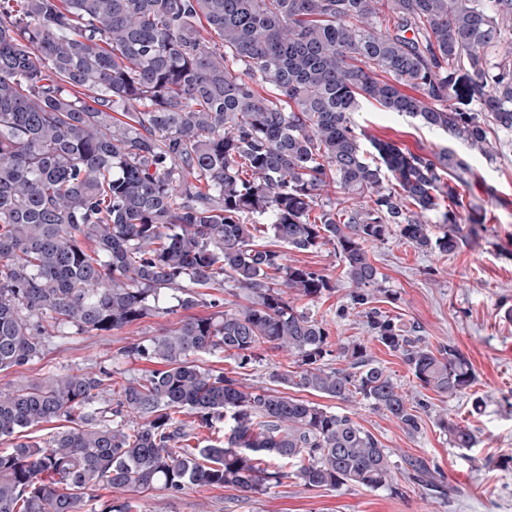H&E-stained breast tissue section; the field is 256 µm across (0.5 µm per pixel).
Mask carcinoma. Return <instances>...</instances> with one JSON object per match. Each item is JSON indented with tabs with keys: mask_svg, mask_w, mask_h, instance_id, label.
<instances>
[{
	"mask_svg": "<svg viewBox=\"0 0 512 512\" xmlns=\"http://www.w3.org/2000/svg\"><path fill=\"white\" fill-rule=\"evenodd\" d=\"M510 21L512 0H0V372L42 356L64 326L107 335L191 310L201 288L250 298L130 344L163 368L122 385L110 417L93 370L0 390V438L16 439L0 452V512H82L101 486L255 493L280 478L275 460L309 487L388 486L389 453L349 415L245 390L196 357L222 349L245 369L264 345L286 351L297 370L274 382L359 397L420 431L364 343L341 347L347 367L325 364L330 332L295 302L330 281L256 244L264 233L295 250L332 245L372 337L424 388L472 387L458 348L420 344L369 292V245L395 235L448 255L487 223L454 185L466 165L447 148L376 139L370 162L352 114L373 100L496 156L512 134V62L492 52ZM332 193L335 206L319 204ZM445 202L435 234L427 214ZM169 290L178 304L162 307ZM186 410L201 427L224 422V439L180 446ZM57 421L72 427L26 435ZM443 428L474 447L469 427ZM406 464L436 487L424 459Z\"/></svg>",
	"mask_w": 512,
	"mask_h": 512,
	"instance_id": "cac0c4a2",
	"label": "carcinoma"
}]
</instances>
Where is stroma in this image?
Listing matches in <instances>:
<instances>
[{"label": "stroma", "instance_id": "35a3bbf8", "mask_svg": "<svg viewBox=\"0 0 512 512\" xmlns=\"http://www.w3.org/2000/svg\"><path fill=\"white\" fill-rule=\"evenodd\" d=\"M353 120L362 133L416 153L450 148L469 167L459 192L488 217L477 236L446 256L394 237L371 246L369 255L380 272L375 306L414 329L430 347L451 344L461 350L475 372L473 387L448 400L421 386L401 357L372 339L357 316L351 287L333 247L289 249L287 263L317 269L332 285L315 301H299V308L326 321L333 347L364 342L369 357L386 369L410 403L421 407V430L411 435L363 400L312 397L329 410L350 415L381 441L393 463L390 487L376 491L357 485L307 487L293 476L291 464L283 461L280 482L260 493L228 486H189L178 493L158 487L137 491L103 487L87 500L85 512H99L103 504L117 499L131 501L133 512H512V469L494 464L495 459L512 456V319L506 315L512 309V145L489 158L415 119L383 111L372 100L362 101ZM180 318L177 312L154 314L107 336L53 337L41 358L0 372V388L91 367L110 373L112 389L103 393L98 405L112 409L117 388L154 368L153 363L126 356L124 347L135 339L161 336ZM199 361L254 389L273 387L274 374L296 367L293 356L270 349L261 350L259 362L246 369L221 350L201 355ZM444 418L475 429L476 445L453 447L440 426ZM411 456L425 459L436 483L453 487L454 495H440L407 479L405 461Z\"/></svg>", "mask_w": 512, "mask_h": 512}]
</instances>
